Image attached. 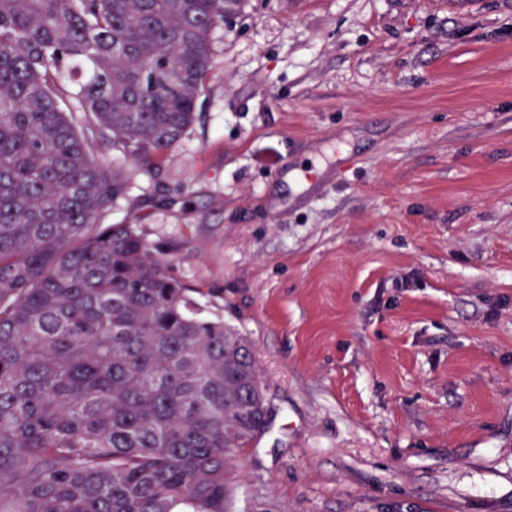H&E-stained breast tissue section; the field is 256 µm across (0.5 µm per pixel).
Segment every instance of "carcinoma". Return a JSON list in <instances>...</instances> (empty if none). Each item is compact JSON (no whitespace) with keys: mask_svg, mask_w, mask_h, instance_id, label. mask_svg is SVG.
Masks as SVG:
<instances>
[{"mask_svg":"<svg viewBox=\"0 0 512 512\" xmlns=\"http://www.w3.org/2000/svg\"><path fill=\"white\" fill-rule=\"evenodd\" d=\"M238 4L0 0V512H228L270 411L250 346L102 224L126 180L94 151L160 166Z\"/></svg>","mask_w":512,"mask_h":512,"instance_id":"obj_1","label":"carcinoma"}]
</instances>
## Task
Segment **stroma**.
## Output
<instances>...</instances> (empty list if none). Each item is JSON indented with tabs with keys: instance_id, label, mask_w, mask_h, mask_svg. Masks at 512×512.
Returning <instances> with one entry per match:
<instances>
[{
	"instance_id": "obj_1",
	"label": "stroma",
	"mask_w": 512,
	"mask_h": 512,
	"mask_svg": "<svg viewBox=\"0 0 512 512\" xmlns=\"http://www.w3.org/2000/svg\"><path fill=\"white\" fill-rule=\"evenodd\" d=\"M103 158L271 400L229 512H512V0H241L161 173Z\"/></svg>"
}]
</instances>
